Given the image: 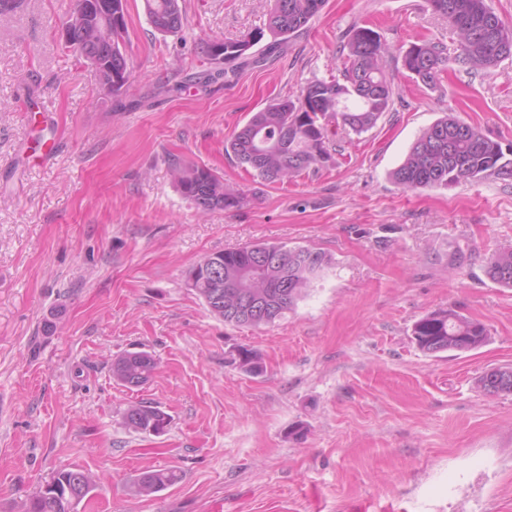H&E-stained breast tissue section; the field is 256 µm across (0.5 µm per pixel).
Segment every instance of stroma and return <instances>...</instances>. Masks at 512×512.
Listing matches in <instances>:
<instances>
[{"label":"stroma","mask_w":512,"mask_h":512,"mask_svg":"<svg viewBox=\"0 0 512 512\" xmlns=\"http://www.w3.org/2000/svg\"><path fill=\"white\" fill-rule=\"evenodd\" d=\"M18 2L0 15V512H23L63 467L95 477L81 512H512V394L475 385L512 367V288L484 274L512 246V179L390 178L448 112L512 143V59L451 65L430 88L402 67L413 43L454 44L427 0H327L279 58L201 88L189 77L210 67L204 42L266 27L271 0H181L188 24L165 37L127 0L130 79L105 97L64 45L75 0ZM357 26L380 34L394 78L376 127L277 183L225 155L272 98L339 77ZM175 157L222 176L243 206L197 209ZM255 244L331 263L294 311L233 326L187 272ZM447 308L485 324L488 343L421 352L414 322ZM242 346L262 374L238 368ZM140 349L153 377L117 384L113 361ZM141 400L170 416L164 434L125 427ZM158 467L181 480L133 494Z\"/></svg>","instance_id":"1"}]
</instances>
